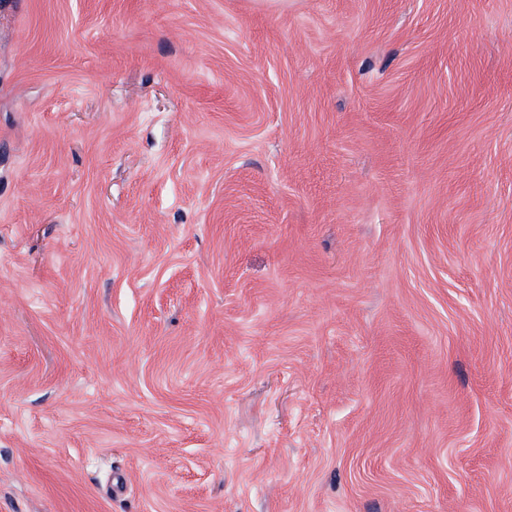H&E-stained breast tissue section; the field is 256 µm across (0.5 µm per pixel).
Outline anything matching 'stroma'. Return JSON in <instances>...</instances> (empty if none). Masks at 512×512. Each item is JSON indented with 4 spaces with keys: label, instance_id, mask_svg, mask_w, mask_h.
I'll use <instances>...</instances> for the list:
<instances>
[{
    "label": "stroma",
    "instance_id": "35a3bbf8",
    "mask_svg": "<svg viewBox=\"0 0 512 512\" xmlns=\"http://www.w3.org/2000/svg\"><path fill=\"white\" fill-rule=\"evenodd\" d=\"M0 512H512V0H0Z\"/></svg>",
    "mask_w": 512,
    "mask_h": 512
}]
</instances>
